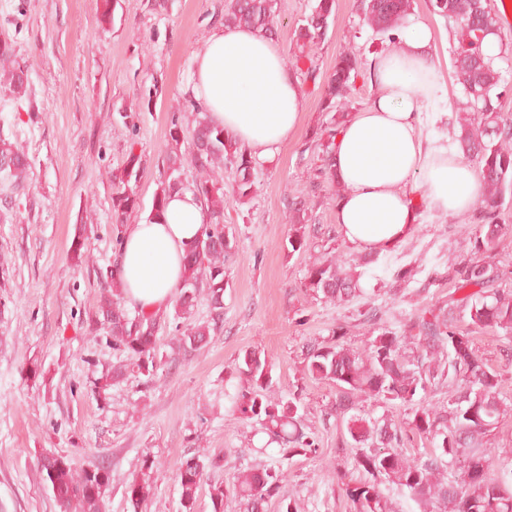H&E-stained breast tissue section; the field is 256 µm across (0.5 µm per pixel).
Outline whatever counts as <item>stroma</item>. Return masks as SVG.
Masks as SVG:
<instances>
[{
    "instance_id": "stroma-1",
    "label": "stroma",
    "mask_w": 512,
    "mask_h": 512,
    "mask_svg": "<svg viewBox=\"0 0 512 512\" xmlns=\"http://www.w3.org/2000/svg\"><path fill=\"white\" fill-rule=\"evenodd\" d=\"M315 5L276 0L283 57L293 56L295 30ZM111 8L105 23L101 0H0V41L28 75L19 105H10L0 87V131L23 145L31 164L28 185L12 201L0 198V512H60L38 469L52 453L106 468V512H132L125 487L144 459H153L142 512H182L176 469L198 452L222 461L207 471L195 504V512H213L212 485L250 466L278 464V447L260 424L232 416L224 399L225 386L238 381L237 358L249 347L265 351L284 394H298L302 421L319 441L318 453L289 460L283 495L296 498L302 512H356L345 486L368 475L357 468L346 423L336 416V386L304 372V346L341 327L346 342L362 349L373 332L360 316L368 306L382 307L384 321L397 328L421 308L446 301L454 290L448 274L469 253L461 229L476 224L477 213L447 217L418 196L415 232L362 267L366 299L333 304L305 289L309 256L336 248L361 257L337 232L338 187L318 176L322 148L312 138L313 128L330 119L320 108L321 76L342 49L364 54L374 39L353 0H336L326 35L307 49L318 77L302 82L306 106L296 133L276 161L258 162L251 199L235 201V174L224 171V232L233 250L221 331L205 348L161 368L151 387L132 372L93 395V378L120 358L86 323L117 255L113 176L128 153L141 155L143 172L132 185L140 208L130 221L145 220L167 178L169 117L184 98L190 58L224 17V0H111ZM410 18L431 28L433 61L446 82L423 132L448 141L466 116L454 78L457 41L430 0H413ZM299 200L308 204L306 255L285 246L289 206ZM498 221L507 230L490 261L498 288L508 291L512 199L499 208ZM77 238L89 255L81 265L72 259ZM400 268L409 270L407 282L396 281ZM457 326L471 331L478 354L498 374L501 399L512 405V337L471 330L464 314Z\"/></svg>"
}]
</instances>
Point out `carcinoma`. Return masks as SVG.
<instances>
[{
	"label": "carcinoma",
	"mask_w": 512,
	"mask_h": 512,
	"mask_svg": "<svg viewBox=\"0 0 512 512\" xmlns=\"http://www.w3.org/2000/svg\"><path fill=\"white\" fill-rule=\"evenodd\" d=\"M365 23L380 42H394L393 32L404 22L411 0H356ZM275 0H228L224 26L260 30L276 34ZM474 0H432L433 10L446 19L458 35L454 56L455 78L466 97V111L477 123L461 125L457 142L466 158L476 161L482 178L481 223L469 233L470 256L453 269L456 290L477 288L461 299H450L438 308H423L398 330L385 325L381 308L371 306L365 320L375 326L373 336L362 351L348 346L344 334L332 332L330 339L306 347V375L325 380L339 390L336 415L346 419L351 447L356 449L358 468L371 479L346 485L347 496L359 512H390L381 485L408 492L420 506L431 512H512V468L490 456L484 438L507 414L508 406L499 397L498 373L477 356L471 337L457 327L458 313H468L470 324L478 329L502 330L512 334V293L492 287L498 272L484 254L499 238L505 225L497 223V211L507 189H512V127L500 121L497 92L501 76L494 60L483 52L487 36H501L498 16L481 14L478 22L469 19ZM336 0H317L312 12L295 32L298 53L325 35ZM364 67L363 55L343 51L336 56L331 73L323 82L321 109L331 114L316 136L326 141L320 174L333 178L331 158L336 134L348 116L355 78ZM0 83L9 85L19 99L28 83L27 73L17 67L0 73ZM169 153L166 156L169 179L161 183L153 198L152 212L160 213L167 197L186 189L180 174L184 165L193 169L192 192L207 208L205 235L193 242L185 257V272L178 288L173 319L139 312L130 315L122 306L115 281L107 280L111 290L89 315V333L106 332L112 348L126 359L94 379L93 387L102 394L128 371L143 377L150 386L158 370L181 353L199 350L209 343L211 334L224 322V265L231 252L224 234V168L236 174V200L252 197L255 191L256 160L224 136V129L211 125L202 108L192 99L171 112L168 128ZM29 163L17 142L0 137V174L3 191L14 192L28 176ZM143 168L141 156L129 152L121 172L112 185V218L124 224L137 211L140 202L130 188ZM305 204L294 208L289 223L288 252L305 253L309 241L300 224ZM306 287L327 302L348 303L359 299V277L339 257L312 261L307 269ZM191 297H186V293ZM211 305L210 319L190 321L191 310L200 293ZM173 326L177 349L160 357L159 333ZM236 371L243 384L224 393L234 414L257 420L270 440L281 445V458L300 453H317L318 442L305 431L298 414L300 398L284 396L275 389L272 364L258 347L246 349L238 357ZM454 388L448 404L434 405L431 394L438 388ZM398 401L410 410L407 427L386 419L373 418L359 408L363 401ZM428 440L432 451L409 457L399 451L410 436ZM155 461L143 460L142 476L125 489L133 512H139L151 492L150 471ZM208 463L201 455L181 460L177 480L183 512H194L197 493L204 483ZM43 480L50 486L61 512H102L108 472L100 465L76 466L61 455H46L39 462ZM284 472L250 467L238 471L232 481L212 487L213 512H224V499L237 501L240 512H266L270 499L279 495Z\"/></svg>",
	"instance_id": "cac0c4a2"
}]
</instances>
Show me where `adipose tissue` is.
I'll list each match as a JSON object with an SVG mask.
<instances>
[{
	"mask_svg": "<svg viewBox=\"0 0 512 512\" xmlns=\"http://www.w3.org/2000/svg\"><path fill=\"white\" fill-rule=\"evenodd\" d=\"M397 46L371 55L374 94L340 127L332 167L341 192L336 224L344 241L376 255L391 252L419 222L417 190L441 214L468 212L480 192L477 171L461 156L422 134L427 104L441 88L422 23L396 33ZM186 95L211 124L247 153L274 160L298 129L302 86L261 31L219 27L190 59ZM206 207L193 193H173L160 216L126 225L116 279L127 305L153 315L167 309L181 284L183 256L200 237Z\"/></svg>",
	"mask_w": 512,
	"mask_h": 512,
	"instance_id": "1",
	"label": "adipose tissue"
}]
</instances>
